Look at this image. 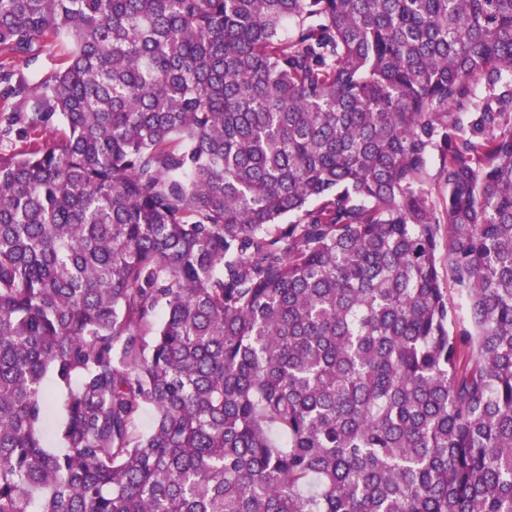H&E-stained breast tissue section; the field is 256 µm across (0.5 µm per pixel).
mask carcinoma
I'll use <instances>...</instances> for the list:
<instances>
[{
    "instance_id": "1",
    "label": "carcinoma",
    "mask_w": 512,
    "mask_h": 512,
    "mask_svg": "<svg viewBox=\"0 0 512 512\" xmlns=\"http://www.w3.org/2000/svg\"><path fill=\"white\" fill-rule=\"evenodd\" d=\"M0 86V512H512V0H0ZM70 43V40L64 38V40L54 43L45 49L37 64L33 65L30 70L34 83L40 82L52 73L56 59L64 53V50L70 46Z\"/></svg>"
}]
</instances>
